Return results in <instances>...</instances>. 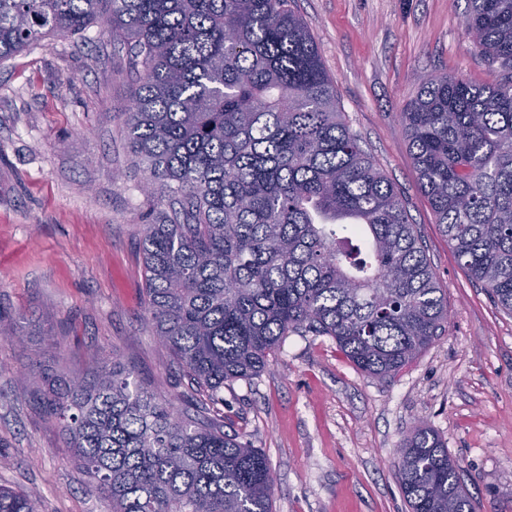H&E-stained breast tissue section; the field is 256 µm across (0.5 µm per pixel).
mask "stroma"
Segmentation results:
<instances>
[{"instance_id": "obj_1", "label": "stroma", "mask_w": 512, "mask_h": 512, "mask_svg": "<svg viewBox=\"0 0 512 512\" xmlns=\"http://www.w3.org/2000/svg\"><path fill=\"white\" fill-rule=\"evenodd\" d=\"M336 80L362 149L397 186L448 314L397 376L357 369L328 336H288L268 370L224 390V430L267 457L274 512H408L399 448L420 424L460 460L477 512H512V314L462 268L418 184L400 114L429 73L494 83L462 0H293ZM126 47L95 26L0 60V328L36 318L29 348L0 335V485L42 512H106L18 372L86 368L120 354L141 385L187 391L144 321L140 238L158 211L143 192L124 118Z\"/></svg>"}]
</instances>
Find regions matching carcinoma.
Returning a JSON list of instances; mask_svg holds the SVG:
<instances>
[{"mask_svg":"<svg viewBox=\"0 0 512 512\" xmlns=\"http://www.w3.org/2000/svg\"><path fill=\"white\" fill-rule=\"evenodd\" d=\"M465 32L501 78L422 79L401 112L418 182L470 275L512 313V0H465ZM112 27L141 72L125 127L150 202L145 320L189 392L141 388L112 353L87 371L21 373L112 512H273L263 452L200 406L249 382L286 336H329L371 377L398 374L447 311L395 184L361 149L291 0H0V60L46 36ZM26 345L18 315L8 332ZM457 460L412 429L410 512H475ZM0 512H40L0 486Z\"/></svg>","mask_w":512,"mask_h":512,"instance_id":"cac0c4a2","label":"carcinoma"}]
</instances>
